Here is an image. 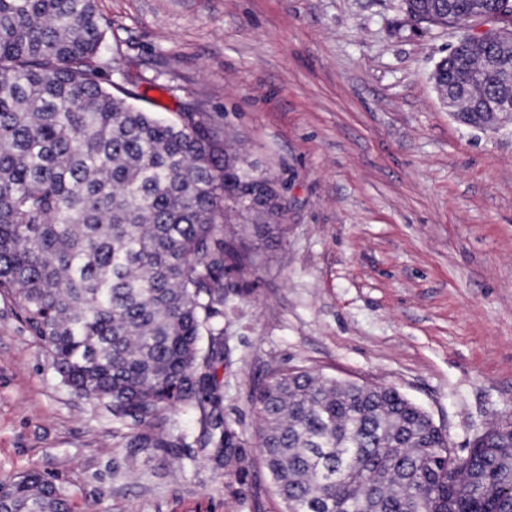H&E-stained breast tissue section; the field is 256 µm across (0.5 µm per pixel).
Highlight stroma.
I'll list each match as a JSON object with an SVG mask.
<instances>
[{
	"label": "stroma",
	"instance_id": "stroma-1",
	"mask_svg": "<svg viewBox=\"0 0 512 512\" xmlns=\"http://www.w3.org/2000/svg\"><path fill=\"white\" fill-rule=\"evenodd\" d=\"M140 107L209 112L275 177L280 234L224 276L225 422L242 483L200 448L129 447L62 384L0 295V481L51 476L70 512H281L255 432L275 367L398 388L458 455L512 422V124L457 122L432 79L455 26L399 0H96Z\"/></svg>",
	"mask_w": 512,
	"mask_h": 512
}]
</instances>
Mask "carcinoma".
<instances>
[{
	"label": "carcinoma",
	"instance_id": "carcinoma-1",
	"mask_svg": "<svg viewBox=\"0 0 512 512\" xmlns=\"http://www.w3.org/2000/svg\"><path fill=\"white\" fill-rule=\"evenodd\" d=\"M426 27L512 17V0H400ZM95 0H0V295L62 383L112 415L132 448H181L169 411L199 413L200 448L242 480L251 460L221 412L224 274L257 265L224 211L278 199L224 166L210 115L166 123L112 80ZM504 72L453 50L434 67L482 101ZM257 440L284 512H512V438L464 456L394 387L274 368ZM4 512H69L54 481L0 483Z\"/></svg>",
	"mask_w": 512,
	"mask_h": 512
}]
</instances>
